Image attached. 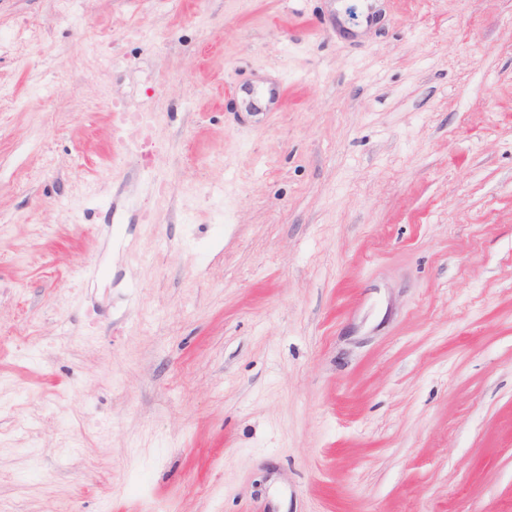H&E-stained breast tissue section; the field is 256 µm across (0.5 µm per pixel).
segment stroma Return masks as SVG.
Listing matches in <instances>:
<instances>
[{"label":"stroma","instance_id":"1","mask_svg":"<svg viewBox=\"0 0 512 512\" xmlns=\"http://www.w3.org/2000/svg\"><path fill=\"white\" fill-rule=\"evenodd\" d=\"M24 28L0 512H512V0H0Z\"/></svg>","mask_w":512,"mask_h":512}]
</instances>
